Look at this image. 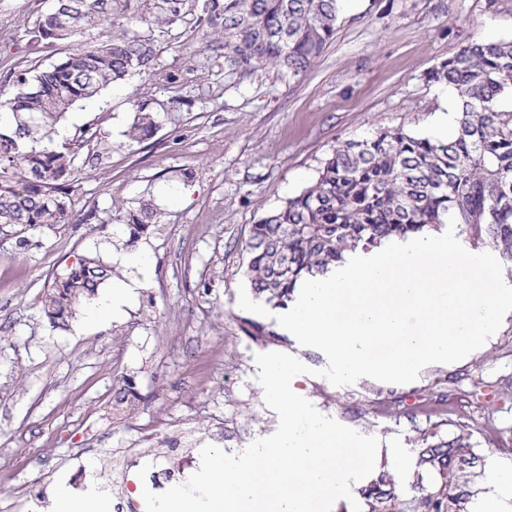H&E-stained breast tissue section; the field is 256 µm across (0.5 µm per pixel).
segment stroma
<instances>
[{
    "label": "stroma",
    "mask_w": 512,
    "mask_h": 512,
    "mask_svg": "<svg viewBox=\"0 0 512 512\" xmlns=\"http://www.w3.org/2000/svg\"><path fill=\"white\" fill-rule=\"evenodd\" d=\"M200 5L186 0L181 21L142 30L167 81L136 73L69 112L67 132L90 126L102 136L75 160L77 222L27 231L24 245L0 234V512H18L17 487L49 499L82 466L108 472L121 462L120 488L132 497L147 474L166 481L187 450L170 437L166 459L146 455L140 426L149 421L185 419L205 429L202 444L214 432L235 454L272 435L279 418L255 363L270 350L311 368L302 388L317 411L378 439L376 467L404 497L414 494L416 437L457 426H435L423 401L468 407L460 423L480 465L512 472V316L467 359L426 366L413 382L337 387L318 375L327 358L289 333L269 346L247 336L238 304L250 224L307 187L339 141L379 128L447 137L442 111L454 95L428 75L468 43L512 39V0H345L333 41L303 75L225 71L199 42ZM50 6L0 0V97L68 52L24 35ZM142 106L159 130L132 144L126 132ZM147 201L159 218L139 243L150 268L114 264L124 250L116 218ZM87 254L113 264L114 279L137 281L134 296L111 319H90L84 305L50 324L47 288ZM129 384L142 399L132 415L113 407ZM484 420L497 422L495 436Z\"/></svg>",
    "instance_id": "stroma-1"
}]
</instances>
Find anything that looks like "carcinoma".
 <instances>
[{"label":"carcinoma","instance_id":"cac0c4a2","mask_svg":"<svg viewBox=\"0 0 512 512\" xmlns=\"http://www.w3.org/2000/svg\"><path fill=\"white\" fill-rule=\"evenodd\" d=\"M67 25L52 12L41 14L26 31L31 43H69L72 51L41 69L30 89L0 102L10 113L0 129V234L19 237L40 226L75 219L69 197L77 151L101 140L85 127L55 142L58 123L79 102L139 71L155 78L151 40L138 23L171 26L181 20L184 0H151L149 13H132V0H77ZM343 0H203L200 21L205 48L220 53L231 72L284 67L306 73L336 33ZM100 26L111 38L78 44L79 36ZM457 98L455 127L446 139L402 128L379 130L338 143L316 179L278 210L249 226L247 276L252 291L285 308L308 277L326 274L358 249L370 252L389 241L465 226L499 252L512 272V40L474 42L430 75ZM159 123L140 110L127 131L131 143L153 138ZM158 223L144 203L124 218V246L138 247ZM111 269L79 258L52 281L44 301L51 322L73 314L97 293ZM243 331L268 343L277 333L248 321ZM416 495L407 499L394 478L381 471L359 490L366 512H470L471 485L483 477L472 470L471 433L465 427L444 439L435 432L416 439ZM434 477L430 487L423 476Z\"/></svg>","mask_w":512,"mask_h":512}]
</instances>
